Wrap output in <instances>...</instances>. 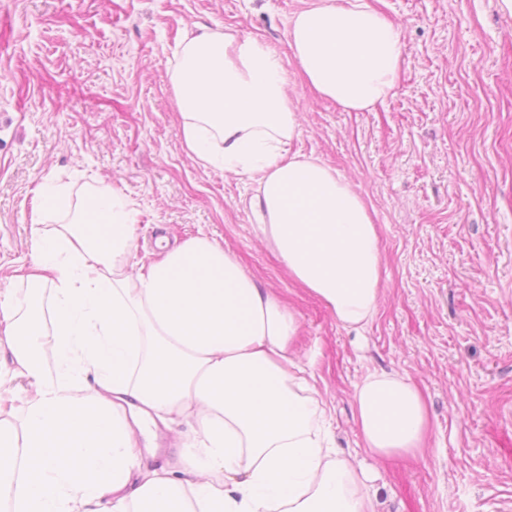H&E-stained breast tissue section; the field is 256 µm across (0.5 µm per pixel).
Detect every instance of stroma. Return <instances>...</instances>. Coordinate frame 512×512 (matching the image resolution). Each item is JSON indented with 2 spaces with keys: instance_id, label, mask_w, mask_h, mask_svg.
<instances>
[{
  "instance_id": "obj_1",
  "label": "stroma",
  "mask_w": 512,
  "mask_h": 512,
  "mask_svg": "<svg viewBox=\"0 0 512 512\" xmlns=\"http://www.w3.org/2000/svg\"><path fill=\"white\" fill-rule=\"evenodd\" d=\"M401 25L393 97L346 112L304 80L288 21L309 0H0V292L33 260L38 185H106L137 214L136 260L208 235L299 319L338 448L372 465L379 512H512V17L497 0H368ZM229 28L281 59L297 149L353 182L374 213L382 296L346 328L256 236L247 178L189 159L168 71L186 32ZM395 372L421 392V455L372 460L354 388Z\"/></svg>"
}]
</instances>
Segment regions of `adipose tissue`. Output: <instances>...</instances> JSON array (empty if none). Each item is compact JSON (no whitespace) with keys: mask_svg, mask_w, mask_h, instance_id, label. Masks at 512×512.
<instances>
[{"mask_svg":"<svg viewBox=\"0 0 512 512\" xmlns=\"http://www.w3.org/2000/svg\"><path fill=\"white\" fill-rule=\"evenodd\" d=\"M288 41L306 82L344 111L393 96L401 30L367 0H311ZM169 81L184 153L252 180L258 233L291 280L339 324L365 325L382 293L378 228L350 180L294 149L299 112L278 55L229 29L188 33ZM38 193L35 270L0 294V340L36 388L19 423L0 421L5 512H376L375 474L337 449L293 357L298 318L274 292L204 234L135 272L136 215L116 191L75 205L59 188ZM354 398L371 457L421 455L429 419L413 383L374 371ZM183 421L195 428L171 461L144 465L146 427Z\"/></svg>","mask_w":512,"mask_h":512,"instance_id":"ef3b65f1","label":"adipose tissue"}]
</instances>
